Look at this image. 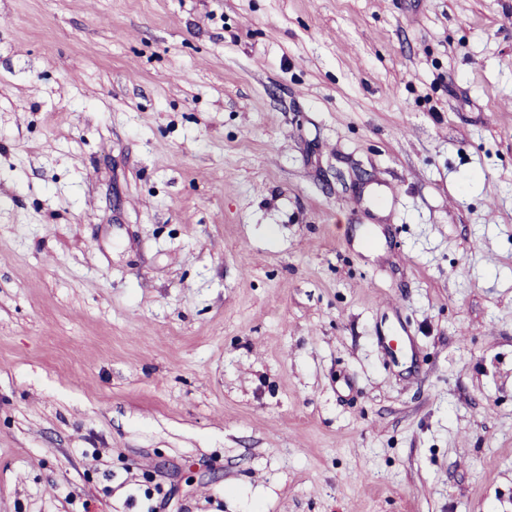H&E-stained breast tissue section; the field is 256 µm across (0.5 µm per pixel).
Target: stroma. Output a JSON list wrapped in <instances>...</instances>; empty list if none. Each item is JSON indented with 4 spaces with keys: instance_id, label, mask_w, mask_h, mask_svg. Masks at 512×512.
I'll return each instance as SVG.
<instances>
[{
    "instance_id": "35a3bbf8",
    "label": "stroma",
    "mask_w": 512,
    "mask_h": 512,
    "mask_svg": "<svg viewBox=\"0 0 512 512\" xmlns=\"http://www.w3.org/2000/svg\"><path fill=\"white\" fill-rule=\"evenodd\" d=\"M0 512H512V0H0Z\"/></svg>"
}]
</instances>
